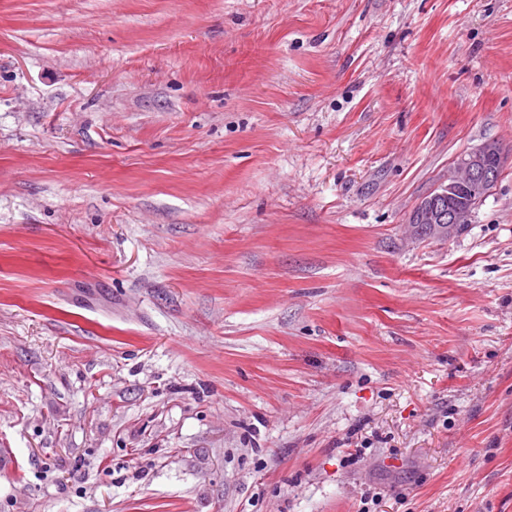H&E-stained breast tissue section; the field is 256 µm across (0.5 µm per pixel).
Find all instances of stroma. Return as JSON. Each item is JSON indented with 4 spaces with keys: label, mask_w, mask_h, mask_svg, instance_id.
<instances>
[{
    "label": "stroma",
    "mask_w": 512,
    "mask_h": 512,
    "mask_svg": "<svg viewBox=\"0 0 512 512\" xmlns=\"http://www.w3.org/2000/svg\"><path fill=\"white\" fill-rule=\"evenodd\" d=\"M4 453L0 512H512V0H0ZM497 158L501 153L494 142L461 155L456 173L448 176V184L421 198L413 208L411 222L406 225L408 235L415 239H448L461 224H469L473 210L496 183L494 167L501 173V160L494 167L490 164ZM463 188L475 190L467 201L456 195Z\"/></svg>",
    "instance_id": "1"
}]
</instances>
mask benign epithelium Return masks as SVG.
<instances>
[{"instance_id": "1", "label": "benign epithelium", "mask_w": 512, "mask_h": 512, "mask_svg": "<svg viewBox=\"0 0 512 512\" xmlns=\"http://www.w3.org/2000/svg\"><path fill=\"white\" fill-rule=\"evenodd\" d=\"M499 157L500 149L494 142L461 155L448 184L421 198L413 208L408 235L446 239L460 225L469 223L473 210L495 184L497 172L491 161Z\"/></svg>"}]
</instances>
